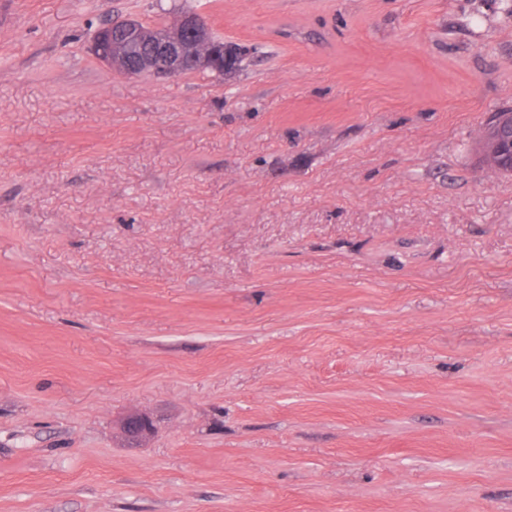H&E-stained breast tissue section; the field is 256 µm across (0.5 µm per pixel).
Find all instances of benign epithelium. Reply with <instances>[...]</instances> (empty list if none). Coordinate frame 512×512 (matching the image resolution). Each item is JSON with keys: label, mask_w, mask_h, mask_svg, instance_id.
I'll list each match as a JSON object with an SVG mask.
<instances>
[{"label": "benign epithelium", "mask_w": 512, "mask_h": 512, "mask_svg": "<svg viewBox=\"0 0 512 512\" xmlns=\"http://www.w3.org/2000/svg\"><path fill=\"white\" fill-rule=\"evenodd\" d=\"M210 26L200 15H185L173 26L148 27L134 19L109 22L90 43L94 58L130 76L175 77L190 68L224 70L230 63L224 47L206 48ZM494 156L502 169L512 171V114L494 120L488 129ZM126 436L142 440L154 430L152 419L134 414L123 423Z\"/></svg>", "instance_id": "benign-epithelium-1"}]
</instances>
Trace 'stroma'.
Returning a JSON list of instances; mask_svg holds the SVG:
<instances>
[{
    "instance_id": "obj_1",
    "label": "stroma",
    "mask_w": 512,
    "mask_h": 512,
    "mask_svg": "<svg viewBox=\"0 0 512 512\" xmlns=\"http://www.w3.org/2000/svg\"><path fill=\"white\" fill-rule=\"evenodd\" d=\"M510 107L504 0H0V512H512ZM108 22L96 31L89 48L96 60L121 74L175 77L192 67L193 72L224 71L230 63L223 46L203 49L210 26L201 15L182 16L170 27H148L134 19ZM493 143L494 156L502 169L512 171V114L503 115L494 120L488 129ZM487 169L493 173L500 172L498 165L485 157ZM123 429L125 435L130 439L142 440L153 432L154 423L147 415L134 414L126 418Z\"/></svg>"
}]
</instances>
